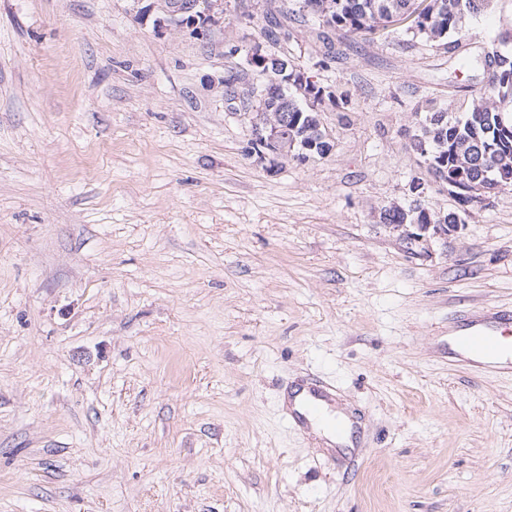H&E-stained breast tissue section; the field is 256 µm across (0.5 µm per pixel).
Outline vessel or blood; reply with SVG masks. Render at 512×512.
Wrapping results in <instances>:
<instances>
[{"mask_svg":"<svg viewBox=\"0 0 512 512\" xmlns=\"http://www.w3.org/2000/svg\"><path fill=\"white\" fill-rule=\"evenodd\" d=\"M448 348L458 364L478 373L512 374V309H478L448 325ZM295 425L320 418L331 399L328 387L311 384L289 392Z\"/></svg>","mask_w":512,"mask_h":512,"instance_id":"b4317fda","label":"vessel or blood"}]
</instances>
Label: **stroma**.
I'll return each instance as SVG.
<instances>
[{"mask_svg":"<svg viewBox=\"0 0 512 512\" xmlns=\"http://www.w3.org/2000/svg\"><path fill=\"white\" fill-rule=\"evenodd\" d=\"M230 0L207 37L165 0H0V512H512V377L448 353L457 311L512 305V187L445 212L406 115L483 75L446 50L290 25ZM501 45L512 0L469 20ZM324 84V158L270 172L218 80L253 43ZM326 380L358 466L296 429ZM289 395L293 405L296 401V408L290 411V415L297 426L319 419L328 410L329 401L332 399L330 389L318 384L291 387Z\"/></svg>","mask_w":512,"mask_h":512,"instance_id":"obj_1","label":"stroma"}]
</instances>
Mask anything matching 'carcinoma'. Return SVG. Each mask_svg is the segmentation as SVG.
Returning <instances> with one entry per match:
<instances>
[{
	"mask_svg": "<svg viewBox=\"0 0 512 512\" xmlns=\"http://www.w3.org/2000/svg\"><path fill=\"white\" fill-rule=\"evenodd\" d=\"M293 7L266 12L268 24L264 35L278 41L284 29L281 19L305 24L316 22L343 36H368L376 40L402 31L411 42L442 47L453 55L467 40L466 20L481 15L490 0H291ZM283 18L276 17V14ZM414 16L412 22L393 28L389 18L394 14ZM461 69H480L486 83L467 96L452 94L444 102L430 100L420 113H410L407 120L421 118L424 123L412 148L427 161V169L439 186L454 196L455 208L441 213L418 206L404 213L385 211L387 224H428L448 217V223H462V215L475 206H487L492 196L505 186L512 187V54L496 49L481 54H465L458 58ZM252 71L263 77L262 84L271 91L274 101L278 88L274 72L263 68L243 69L233 73L238 82ZM291 98L293 112H322L332 107L338 112L350 111L355 96L350 90L336 88V98H322L319 92L293 87L283 90ZM481 184L484 192L473 196L455 190L450 183Z\"/></svg>",
	"mask_w": 512,
	"mask_h": 512,
	"instance_id": "cac0c4a2",
	"label": "carcinoma"
}]
</instances>
